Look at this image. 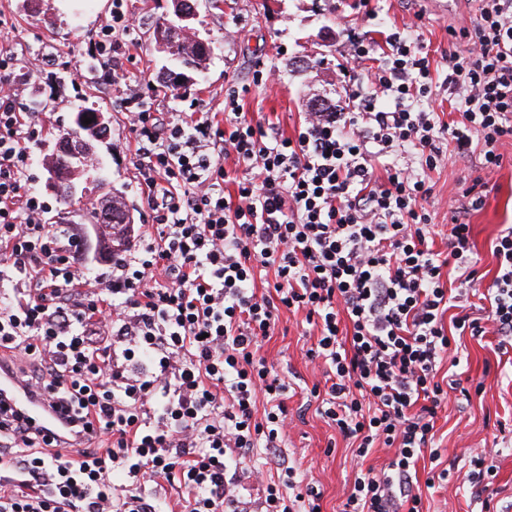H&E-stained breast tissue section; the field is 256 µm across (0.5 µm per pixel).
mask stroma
Listing matches in <instances>:
<instances>
[{
    "instance_id": "obj_1",
    "label": "stroma",
    "mask_w": 512,
    "mask_h": 512,
    "mask_svg": "<svg viewBox=\"0 0 512 512\" xmlns=\"http://www.w3.org/2000/svg\"><path fill=\"white\" fill-rule=\"evenodd\" d=\"M137 20L130 35L131 47L117 51L131 80L147 97L161 94L167 64L151 37L154 22L171 14V0H127ZM381 31L391 27H417L435 68L433 77L441 91L433 107L445 122L460 121L449 104L443 85L448 76L449 50L466 51L463 41H449L448 27L460 16H475L474 0H451L446 11H438L431 0H379ZM112 15V0H0V42L12 44L17 70L25 72L34 54L53 53L59 67L78 78L77 87H64L41 96L25 93L16 100L20 112L44 108L46 116L39 134L38 153L29 168V181L47 203L46 221L65 217L81 209V200L63 202L49 189L43 157L52 153L59 134L70 130L76 113L83 108L102 112L109 123L107 139L92 143L99 163L100 185L91 186L95 200L120 190L134 218V235L142 237L153 222L135 183L129 156L117 153L128 131L116 92L106 90L101 72H87L79 63V48L88 35L98 32ZM354 0H227L224 12L200 9L195 28L200 38L214 42L215 49L204 69L194 72L193 83L179 89L178 99L162 103L165 112L189 110L195 100L209 103L213 111L224 109V91L229 84L248 85L239 102L247 116L264 125L294 134L303 112L312 102L335 104L343 99L337 64L345 50L344 23L355 18ZM273 68L277 84L252 83L257 67ZM479 150L469 157H455L444 147L440 165L430 174L433 196L427 207L435 221L447 223L452 209L461 207L462 191L480 173ZM492 186L480 210L471 212L474 252L485 281H492L495 259L491 243L503 225H512V165L489 177ZM302 314L281 312L271 339L262 353L269 364L287 375L292 384L288 395L290 424L285 451L296 468L297 479L316 485L323 493V512H341L354 477L356 463L351 448L317 410L310 397L313 385L323 384L320 361L307 351L314 343ZM466 377L484 381L482 393L464 400L449 396L438 410L435 428L440 440V468L448 481L423 493L424 512H479L481 503L467 481L474 465L469 449L499 442L503 452L494 461L493 504L499 512H512V432H497V420H512V347L500 350L490 337L463 336L458 343Z\"/></svg>"
}]
</instances>
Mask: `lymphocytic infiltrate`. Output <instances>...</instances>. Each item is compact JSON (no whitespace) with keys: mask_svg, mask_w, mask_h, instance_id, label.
<instances>
[{"mask_svg":"<svg viewBox=\"0 0 512 512\" xmlns=\"http://www.w3.org/2000/svg\"><path fill=\"white\" fill-rule=\"evenodd\" d=\"M125 0L80 56L121 88L133 165L154 224L137 248L93 273L77 225L43 222L26 181L43 124L19 112L28 92L16 55L0 48V352L15 375L68 416L94 446L62 444L0 401V512H163L161 483H178L189 512H244L243 461L263 484L260 512H322L315 485H297L283 451L289 382L261 350L280 309L317 330L308 351L324 366L312 388L357 459L393 455L381 473L357 472L342 512H423L422 454L438 460L441 382L461 363L455 341H512V225L496 237L497 272L482 316L459 308L481 274L471 226L452 212L448 248L434 249L429 173L480 144L485 172L512 146V0H486L459 18L448 84L462 120L426 110L434 96L420 39L384 43L347 29L338 65L345 102L303 116L294 136L249 121L227 89L224 116L163 112L113 57L132 28ZM242 168L226 197L225 159ZM264 410H257V401ZM279 471L281 480L269 479Z\"/></svg>","mask_w":512,"mask_h":512,"instance_id":"obj_1","label":"lymphocytic infiltrate"}]
</instances>
